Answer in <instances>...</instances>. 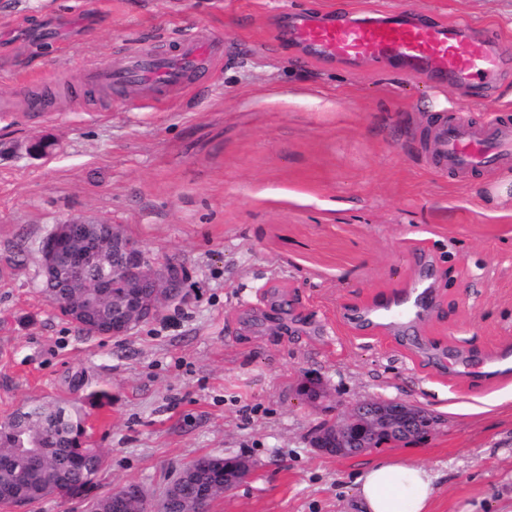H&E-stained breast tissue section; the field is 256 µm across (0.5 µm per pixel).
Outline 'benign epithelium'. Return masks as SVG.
Listing matches in <instances>:
<instances>
[{"mask_svg": "<svg viewBox=\"0 0 512 512\" xmlns=\"http://www.w3.org/2000/svg\"><path fill=\"white\" fill-rule=\"evenodd\" d=\"M42 287L48 292L60 288H85L81 301L70 305L78 324L106 297L116 280L128 281L112 319L96 322L94 336H128L138 326L156 319L162 299L184 300L178 263L156 260L141 246L116 230L110 235L94 234L85 222L56 226L42 240ZM433 420L414 404L376 399L356 403L336 422L333 429H317L315 446L336 457H350L378 446L383 439L405 444L424 435ZM248 474L241 464H224V489L228 490ZM141 496V485L124 484L112 494V512H126L127 504Z\"/></svg>", "mask_w": 512, "mask_h": 512, "instance_id": "1", "label": "benign epithelium"}]
</instances>
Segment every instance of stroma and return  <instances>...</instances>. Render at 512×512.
<instances>
[{
	"label": "stroma",
	"mask_w": 512,
	"mask_h": 512,
	"mask_svg": "<svg viewBox=\"0 0 512 512\" xmlns=\"http://www.w3.org/2000/svg\"><path fill=\"white\" fill-rule=\"evenodd\" d=\"M408 7L512 42V0H0V98L43 77L52 109L0 118V422L34 401L87 406L105 461L90 497L20 512H89L129 481L162 493L202 455L251 476L211 512H361L353 475L384 456L433 468L432 512H512V377L469 388L455 362L512 344V201L503 178L427 165L438 114L512 120V71L490 90L314 57L280 36L295 14ZM208 30L224 45L200 86L164 104L106 98L83 66ZM42 142V154H30ZM93 216L187 271L185 302L120 338L85 335L40 286L38 245ZM436 308L417 343L344 318L408 287ZM321 392L309 402L307 380ZM399 399L429 435L336 459L313 443L354 402ZM491 408L474 412L478 399Z\"/></svg>",
	"instance_id": "stroma-1"
}]
</instances>
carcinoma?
Here are the masks:
<instances>
[{
  "label": "carcinoma",
  "mask_w": 512,
  "mask_h": 512,
  "mask_svg": "<svg viewBox=\"0 0 512 512\" xmlns=\"http://www.w3.org/2000/svg\"><path fill=\"white\" fill-rule=\"evenodd\" d=\"M77 288H61L51 296L69 315ZM14 424H0V500L22 499L31 504L49 496L81 497L93 488L103 465V452L88 441L87 414L82 402L35 404L19 410ZM39 458L33 466L29 454ZM214 468L200 471L196 462L183 467L187 481L171 490L165 512H197L201 487H211L212 498L224 494V458H213Z\"/></svg>",
  "instance_id": "obj_1"
}]
</instances>
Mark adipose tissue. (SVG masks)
<instances>
[{"label": "adipose tissue", "mask_w": 512, "mask_h": 512, "mask_svg": "<svg viewBox=\"0 0 512 512\" xmlns=\"http://www.w3.org/2000/svg\"><path fill=\"white\" fill-rule=\"evenodd\" d=\"M365 512H429L436 493L434 477L422 464L380 459L354 476Z\"/></svg>", "instance_id": "ef3b65f1"}]
</instances>
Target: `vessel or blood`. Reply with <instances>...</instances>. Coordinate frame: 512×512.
Wrapping results in <instances>:
<instances>
[{"mask_svg": "<svg viewBox=\"0 0 512 512\" xmlns=\"http://www.w3.org/2000/svg\"><path fill=\"white\" fill-rule=\"evenodd\" d=\"M286 39L301 44L317 56L347 62L371 61L409 75L425 76L434 86L455 80L481 89L491 88L512 67V49L499 46L483 28L462 22H425L412 12L398 9L378 13L362 10L360 16L298 17L284 31ZM221 49L207 35H192L165 51L134 48L119 63L91 64L83 69L84 83L121 94L140 87L146 99L170 100L173 92L200 84L208 65ZM43 98L29 88L17 97L0 101V112L38 117L46 112ZM428 164L438 170L465 176L481 168L512 170V123L492 121L481 125L466 116H439L425 139ZM434 293L427 277L393 294L377 296L350 312V323L367 328L392 326L408 329L433 313ZM512 370V349L500 347L484 358L476 375Z\"/></svg>", "mask_w": 512, "mask_h": 512, "instance_id": "b4317fda", "label": "vessel or blood"}]
</instances>
